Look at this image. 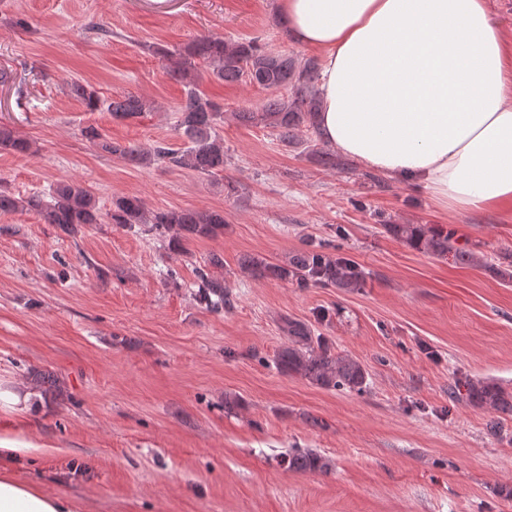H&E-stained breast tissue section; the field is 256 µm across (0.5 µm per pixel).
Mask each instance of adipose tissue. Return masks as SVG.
<instances>
[{"mask_svg":"<svg viewBox=\"0 0 512 512\" xmlns=\"http://www.w3.org/2000/svg\"><path fill=\"white\" fill-rule=\"evenodd\" d=\"M321 56L320 129L336 152L422 182L453 213L512 206V44L488 0H279ZM0 475V512H77Z\"/></svg>","mask_w":512,"mask_h":512,"instance_id":"obj_1","label":"adipose tissue"}]
</instances>
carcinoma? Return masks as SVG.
Segmentation results:
<instances>
[{
    "instance_id": "carcinoma-1",
    "label": "carcinoma",
    "mask_w": 512,
    "mask_h": 512,
    "mask_svg": "<svg viewBox=\"0 0 512 512\" xmlns=\"http://www.w3.org/2000/svg\"><path fill=\"white\" fill-rule=\"evenodd\" d=\"M211 66L210 76L224 83L244 81L272 93L260 112H240L239 120L247 124L263 123L274 128L280 142L288 145L307 131L319 134V99L315 82L317 66L310 61L300 67L283 53L267 50L253 39L226 41L220 37L201 36L186 49L176 63L174 75L185 81L183 97L175 107L176 128L187 141V146L174 150L163 144L145 148L136 144L120 145L97 128L83 130L86 139L98 150L119 155L128 162L141 166L160 161L176 168H186L212 175L224 171V142L217 133L222 108L202 90L201 77L195 74V59ZM73 97L90 110L99 106V98L78 81L70 84ZM146 104L130 93L110 101L107 111L116 121L131 122L145 112ZM31 141L16 134L5 123L0 124V151L18 155L32 152ZM35 212L43 223L56 224L73 232L92 224H120L140 226L153 236L167 237L175 248L184 243L216 237L224 231V211L214 209L150 210L136 194L112 200V209L104 213L93 192L78 181L57 182L47 202L38 193L17 197L0 190V214ZM387 234L409 246L438 257H452L454 263L470 265L477 261L474 251L461 246L453 231H442L425 224H385ZM224 267V257L212 253L205 267L197 271L192 294L206 310L220 313L231 307L232 299L224 289V279L214 270ZM243 267L260 279L292 283L299 288L332 287L360 288L365 273L358 263L347 256L329 251L325 244L309 245L281 264H271L260 257L243 259ZM489 271L503 281H512V249L500 250ZM283 332L288 344L274 355L280 372L296 374L312 384L338 391L361 392L368 384L369 373L355 358L335 353L316 328L306 322L288 318ZM448 398L453 403L469 402L491 413L486 423L487 434L501 433L500 418L512 415V389L489 379L455 380L448 387ZM289 470L298 473L326 472L328 461L311 450H297L284 458Z\"/></svg>"
}]
</instances>
